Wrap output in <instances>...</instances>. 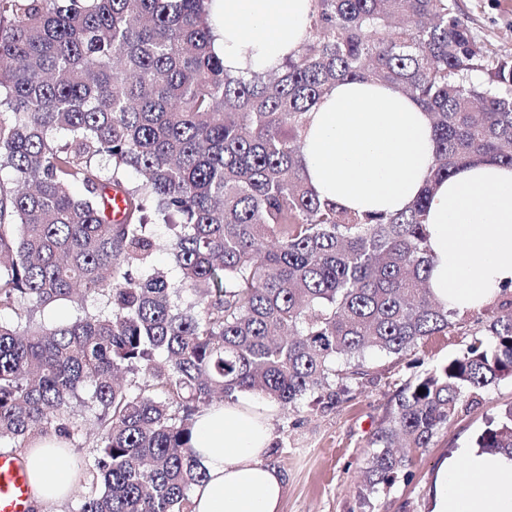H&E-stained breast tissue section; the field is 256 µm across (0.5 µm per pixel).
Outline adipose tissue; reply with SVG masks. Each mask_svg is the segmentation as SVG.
Listing matches in <instances>:
<instances>
[{
  "label": "adipose tissue",
  "mask_w": 512,
  "mask_h": 512,
  "mask_svg": "<svg viewBox=\"0 0 512 512\" xmlns=\"http://www.w3.org/2000/svg\"><path fill=\"white\" fill-rule=\"evenodd\" d=\"M314 0H213L214 49L232 76L278 70L309 36ZM304 174L320 198L396 214L418 197L433 163L431 121L409 95L370 80L341 81L311 109L303 133ZM430 288L446 309L473 311L512 287V167L460 166L429 209ZM267 408L251 394L196 417L193 450L206 473L193 512H280L284 479L267 460ZM33 512L69 498L76 477L64 444L37 440L24 452ZM432 512H512V459L463 449L443 460Z\"/></svg>",
  "instance_id": "1"
}]
</instances>
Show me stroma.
Wrapping results in <instances>:
<instances>
[{
	"label": "stroma",
	"mask_w": 512,
	"mask_h": 512,
	"mask_svg": "<svg viewBox=\"0 0 512 512\" xmlns=\"http://www.w3.org/2000/svg\"><path fill=\"white\" fill-rule=\"evenodd\" d=\"M457 3L490 52H512V0ZM482 328L469 316L448 335L431 337L403 357L368 353L367 376L348 380L347 393L334 407H313L305 399L289 408L271 404L269 460L285 480L281 512H432L429 490L440 462L470 447L486 421L512 403V380L490 388L435 436L410 482L376 487L364 503L358 496L360 471L375 434L388 422L399 389L456 356Z\"/></svg>",
	"instance_id": "35a3bbf8"
}]
</instances>
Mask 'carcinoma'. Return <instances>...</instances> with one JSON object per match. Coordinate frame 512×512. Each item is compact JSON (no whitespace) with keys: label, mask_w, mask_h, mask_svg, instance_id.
Instances as JSON below:
<instances>
[{"label":"carcinoma","mask_w":512,"mask_h":512,"mask_svg":"<svg viewBox=\"0 0 512 512\" xmlns=\"http://www.w3.org/2000/svg\"><path fill=\"white\" fill-rule=\"evenodd\" d=\"M209 2L0 0V313L17 316L0 323V441L70 439L72 404L96 406L75 512H192L212 395L334 406L367 352L448 334L458 313L428 285L432 192L467 162L512 165V53H490L456 0H315L296 56L250 78L213 51ZM357 79L413 96L433 124L426 184L396 215L322 200L304 177L307 113ZM159 224L176 283L153 264ZM74 297L90 300L75 320H37ZM502 305L398 392L365 492L410 481L396 447H429L512 378ZM474 445L512 459V403Z\"/></svg>","instance_id":"obj_1"}]
</instances>
